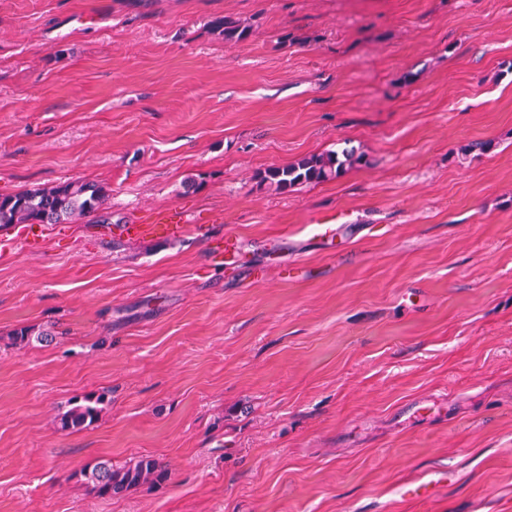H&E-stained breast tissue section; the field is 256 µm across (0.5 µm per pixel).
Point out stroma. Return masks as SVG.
Masks as SVG:
<instances>
[{"mask_svg":"<svg viewBox=\"0 0 512 512\" xmlns=\"http://www.w3.org/2000/svg\"><path fill=\"white\" fill-rule=\"evenodd\" d=\"M75 180L189 229H0V512H512V0H0V195ZM364 163L365 156L353 148L328 150L300 158L283 167L270 168L259 175V182L278 193H285L298 186L338 178L347 170ZM168 216H163L155 224H119L117 226L119 235L127 239H138L150 235H157L162 233H174L181 229L182 224H186L187 220L180 218L178 222L182 224H167ZM82 404L72 405L65 411L59 412L57 416L58 424L63 430L81 429L95 423L103 410L106 402L103 395L86 396ZM165 475V469L147 457L120 468H114L110 460H103L83 472L89 492L98 496H112L142 484L159 483Z\"/></svg>","mask_w":512,"mask_h":512,"instance_id":"35a3bbf8","label":"stroma"}]
</instances>
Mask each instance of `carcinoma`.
Listing matches in <instances>:
<instances>
[{
	"instance_id": "obj_1",
	"label": "carcinoma",
	"mask_w": 512,
	"mask_h": 512,
	"mask_svg": "<svg viewBox=\"0 0 512 512\" xmlns=\"http://www.w3.org/2000/svg\"><path fill=\"white\" fill-rule=\"evenodd\" d=\"M364 163L365 156L352 148L328 150L283 167L270 168L259 175V180L268 188L285 193L298 186L335 179ZM105 200L103 187L83 181L0 196V229L16 224H69L102 210ZM104 404L102 395L86 396L83 403L60 412L58 424L63 430L90 426L99 419ZM165 475V469L147 457L120 468L103 460L83 472L89 492L98 496L120 494L142 484L158 483Z\"/></svg>"
}]
</instances>
